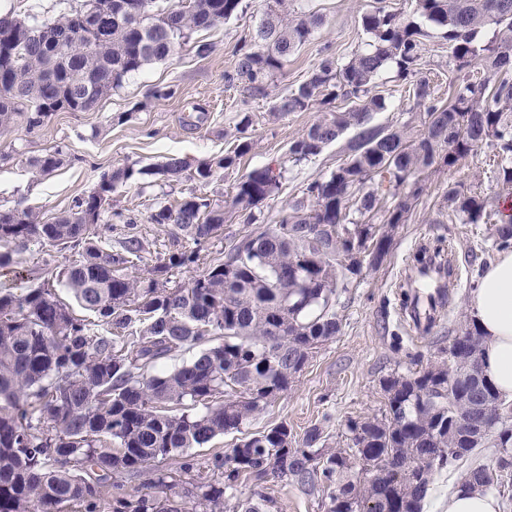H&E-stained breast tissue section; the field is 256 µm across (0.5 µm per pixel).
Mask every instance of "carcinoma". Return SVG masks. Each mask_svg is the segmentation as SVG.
Returning <instances> with one entry per match:
<instances>
[{
    "label": "carcinoma",
    "mask_w": 512,
    "mask_h": 512,
    "mask_svg": "<svg viewBox=\"0 0 512 512\" xmlns=\"http://www.w3.org/2000/svg\"><path fill=\"white\" fill-rule=\"evenodd\" d=\"M87 0L53 20L0 16V135L17 117L41 126L55 112H84L144 66L178 53L195 32L243 12V0ZM112 8V41L84 53L49 54L37 38L49 26L58 40L81 36L75 18ZM452 49L456 70L477 64L484 78L464 76L448 100L435 95L425 66L424 23ZM366 47L341 62L324 54L306 81L275 96L274 116L319 108L317 119L288 148L310 161L348 131L346 161L316 179L288 213L265 229L254 209L282 189L283 171L252 169L239 179L229 207L245 217L243 234L224 257L209 261L188 283L173 272L198 265L210 239L224 233V210L191 192L172 205L155 202L150 224H175L193 247L164 254L147 275L126 273L142 261L143 239L132 234L99 244L96 230L112 217V192L134 176L105 172L97 188L45 221L30 207L0 211V270L10 272L27 243H49L79 258L48 268L43 283L18 293L0 283V512H63L78 505L101 512H267L268 479L321 496L324 512H422L435 471L455 467L477 448L498 449L493 466L465 476L471 489H512V404L502 400L480 364L482 335L465 320L426 366L407 354L406 372L379 380L384 409L350 418L346 444L327 442L313 425L297 439L280 422L244 433L293 386L321 345L340 330L338 291L363 269L384 263L433 168L448 169L492 141L499 179L512 189V0H414L408 14L375 0L361 17ZM323 25L322 17L263 0L253 37L224 81L252 98L270 96L274 75ZM393 65L409 82L410 111L421 123L371 124L386 108L376 80ZM251 149L239 140L224 156L188 169L170 157L143 174L149 186L188 179L205 186L216 170L237 167ZM62 152L29 160L46 175ZM463 224L488 218L490 202L461 183L444 194ZM325 224L316 237L303 225ZM493 245L512 248V222L491 224ZM369 254L346 262L352 250ZM67 289L93 318L75 314L54 290ZM196 349L171 371L173 354ZM240 434L216 453L207 474L188 450L218 436ZM179 457L176 472L165 462Z\"/></svg>",
    "instance_id": "obj_1"
}]
</instances>
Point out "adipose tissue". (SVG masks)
<instances>
[{"mask_svg": "<svg viewBox=\"0 0 512 512\" xmlns=\"http://www.w3.org/2000/svg\"><path fill=\"white\" fill-rule=\"evenodd\" d=\"M468 312L483 336L481 367L500 397L512 401V250L483 270L468 298Z\"/></svg>", "mask_w": 512, "mask_h": 512, "instance_id": "ef3b65f1", "label": "adipose tissue"}]
</instances>
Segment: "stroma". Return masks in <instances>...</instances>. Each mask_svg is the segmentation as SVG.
Returning <instances> with one entry per match:
<instances>
[{
	"label": "stroma",
	"instance_id": "1",
	"mask_svg": "<svg viewBox=\"0 0 512 512\" xmlns=\"http://www.w3.org/2000/svg\"><path fill=\"white\" fill-rule=\"evenodd\" d=\"M245 3V13L224 26L194 33L172 59L131 75L91 111L58 112L34 129L16 122L12 132L0 139V207L29 206L50 218L66 212L108 170L138 169L169 157L195 163L212 160L233 146L239 137L236 126L247 114L252 118L246 133L252 147L236 168L217 171L201 188L186 179L146 188L135 179L113 193L112 209L139 218L136 232L143 236L146 248L139 266L143 272L181 237L173 225L147 223L153 198L171 202L197 188L221 205L230 199L243 174L273 165L284 172L282 190L261 203L255 213L260 225L277 223L287 213L289 202L300 197L308 183L335 171L345 155L336 143L311 161L294 162L288 154L289 144L314 122L317 110L274 118L271 99L244 100L239 88L225 83L224 74L233 69L242 38L252 33L259 20L260 0ZM296 4L302 11L322 16L324 23L274 76L272 91L276 94L304 82L322 48H330L345 61L366 42L360 17L370 10L372 0H296ZM201 42L210 45L209 54H197ZM428 48L432 67L427 75L436 94L447 97L458 77L455 63L440 38H430ZM163 85L174 86L175 96L154 99L153 90ZM378 89L386 108L373 114V124L400 125L411 119L406 85L395 68L383 71ZM58 147L64 152L62 164L44 177L32 173L29 159ZM497 162L496 149L486 146L457 167L430 172L411 219L399 227L382 266L363 271L340 294L336 302L339 332L314 354L292 389L252 421L251 431L285 422L301 435L319 424L330 442L344 441L348 418L383 408L379 380L391 371H406L410 366L407 352L429 354L435 341L455 335L468 314L471 285L478 282L490 261L489 241L484 225L441 216L442 195L448 185L461 182L505 205L497 182ZM422 247L456 255L460 278L449 306L426 338L402 309L409 256ZM74 258V252H60L37 242L15 256L27 287L42 282L45 268Z\"/></svg>",
	"mask_w": 512,
	"mask_h": 512
}]
</instances>
